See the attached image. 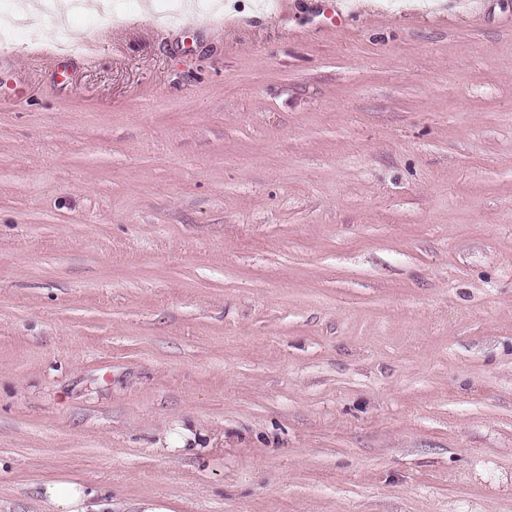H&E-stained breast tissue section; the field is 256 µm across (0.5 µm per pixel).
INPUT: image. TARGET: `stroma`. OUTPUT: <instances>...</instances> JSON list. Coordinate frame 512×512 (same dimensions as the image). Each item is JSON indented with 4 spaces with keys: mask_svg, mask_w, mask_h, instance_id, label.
Segmentation results:
<instances>
[{
    "mask_svg": "<svg viewBox=\"0 0 512 512\" xmlns=\"http://www.w3.org/2000/svg\"><path fill=\"white\" fill-rule=\"evenodd\" d=\"M145 2L0 0V512H512V0ZM198 432L199 433L196 434L195 428L190 426L186 421H183L181 425L176 426L175 431L159 436L154 448L159 451H169L171 448H179L186 451L187 448H184V445L187 441L195 444V448H192L194 451L211 448L210 446L215 440L211 438L209 433ZM102 489L91 488L67 475L43 481L39 487L38 502L45 510L30 512H103L112 509Z\"/></svg>",
    "mask_w": 512,
    "mask_h": 512,
    "instance_id": "obj_1",
    "label": "stroma"
}]
</instances>
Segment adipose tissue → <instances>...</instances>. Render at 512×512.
Returning <instances> with one entry per match:
<instances>
[{"mask_svg":"<svg viewBox=\"0 0 512 512\" xmlns=\"http://www.w3.org/2000/svg\"><path fill=\"white\" fill-rule=\"evenodd\" d=\"M38 499L44 512H107L109 507L104 490L67 475L43 481Z\"/></svg>","mask_w":512,"mask_h":512,"instance_id":"ef3b65f1","label":"adipose tissue"}]
</instances>
